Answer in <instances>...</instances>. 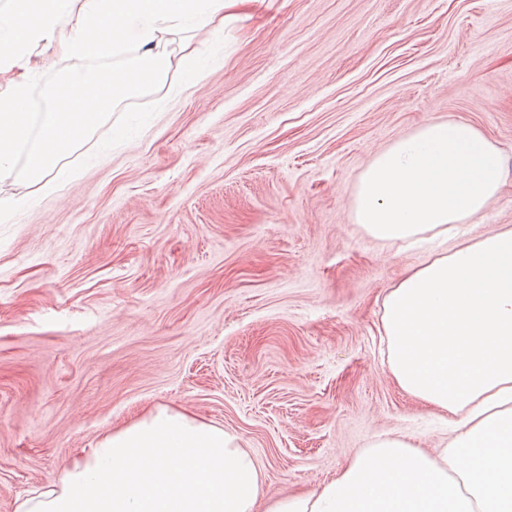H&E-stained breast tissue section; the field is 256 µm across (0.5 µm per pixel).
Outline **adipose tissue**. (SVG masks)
Returning <instances> with one entry per match:
<instances>
[{"label": "adipose tissue", "instance_id": "obj_1", "mask_svg": "<svg viewBox=\"0 0 512 512\" xmlns=\"http://www.w3.org/2000/svg\"><path fill=\"white\" fill-rule=\"evenodd\" d=\"M0 11V68L31 44L126 64L73 75L31 110L27 75L0 90V179L42 181L111 109L166 75L163 35L220 27L260 0H11ZM512 158L466 121H429L361 172L354 216L384 242L427 232L448 248L390 289L381 326L397 385L455 427L435 455L405 434L375 436L319 492L260 502L263 479L239 437L179 407L156 406L69 460L15 512H512V227L461 237L497 197Z\"/></svg>", "mask_w": 512, "mask_h": 512}]
</instances>
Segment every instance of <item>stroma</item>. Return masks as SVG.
<instances>
[{
    "instance_id": "35a3bbf8",
    "label": "stroma",
    "mask_w": 512,
    "mask_h": 512,
    "mask_svg": "<svg viewBox=\"0 0 512 512\" xmlns=\"http://www.w3.org/2000/svg\"><path fill=\"white\" fill-rule=\"evenodd\" d=\"M165 81L118 101L50 174L0 181V512L156 405L235 432L265 496L312 491L373 436L437 454L383 299L438 248L353 218L373 156L430 120L512 156V0H265L169 37ZM195 56L186 76L182 63ZM98 62L19 53L45 103ZM512 225V176L467 224Z\"/></svg>"
}]
</instances>
